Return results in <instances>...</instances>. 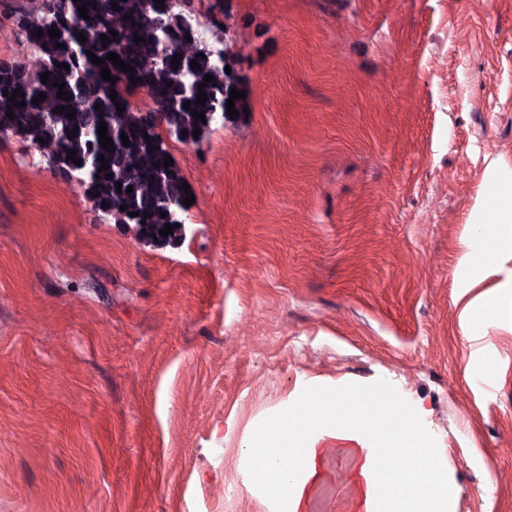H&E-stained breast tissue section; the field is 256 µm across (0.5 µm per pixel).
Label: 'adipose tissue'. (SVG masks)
I'll use <instances>...</instances> for the list:
<instances>
[{
	"mask_svg": "<svg viewBox=\"0 0 512 512\" xmlns=\"http://www.w3.org/2000/svg\"><path fill=\"white\" fill-rule=\"evenodd\" d=\"M486 178L495 191L480 203L464 240V273L470 280L512 261V170L492 169ZM255 446L262 463L256 479L286 485L289 512H305L331 456L350 463L347 512H445L451 494L428 432L412 423L407 407L366 388L295 404L277 430L261 433ZM285 455L293 467L280 466ZM402 457L411 465L399 471L394 462Z\"/></svg>",
	"mask_w": 512,
	"mask_h": 512,
	"instance_id": "1",
	"label": "adipose tissue"
}]
</instances>
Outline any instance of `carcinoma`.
<instances>
[{
	"label": "carcinoma",
	"mask_w": 512,
	"mask_h": 512,
	"mask_svg": "<svg viewBox=\"0 0 512 512\" xmlns=\"http://www.w3.org/2000/svg\"><path fill=\"white\" fill-rule=\"evenodd\" d=\"M114 3L120 10L112 8ZM79 4L86 6L90 19L80 17ZM11 21L30 52L0 60V129L29 142L55 172L63 170L67 177L80 180L101 220L135 225L140 240L150 246L180 244L188 213L182 189L184 177L177 164L164 166L170 151L163 134L198 144L201 138L193 137L194 130L204 134L213 125L229 120L230 88L243 89V77L234 68L236 53L226 40V31L218 27L209 30L212 45L202 40L195 0H163L161 8L154 0H37L33 11L19 12ZM51 28L59 30L60 36L50 37ZM39 29L41 37L36 36ZM114 32L118 36H112ZM80 33L86 37L84 44L78 40ZM103 34L108 41H102ZM136 35L144 41L134 42ZM88 50L105 63H93L86 54ZM110 53L135 68L134 73L114 66L108 60ZM176 55L179 61L174 65ZM192 61L200 69H192ZM60 63L69 69L58 67ZM228 65L229 74L225 72ZM105 67L117 78L115 83L100 76ZM45 72L51 73L46 84L41 81ZM207 74L215 78V83H204ZM131 75L141 82L131 85ZM61 81L68 92L66 101L57 97L59 89L53 86ZM200 84L207 94L203 105L196 102ZM5 90L18 91L15 101H8ZM114 91L118 96L113 101L110 93ZM136 91L152 99L153 111L160 114V120L153 121L148 113L132 108L129 96ZM40 93L45 99L33 103ZM186 101L190 102L187 110ZM21 102L25 106H19ZM96 104L101 109H95ZM119 104L125 107L121 114L117 111ZM57 107L74 111L75 117L69 119L54 112ZM201 112L205 113L203 121L195 118ZM10 113L15 118H8ZM102 121L107 123V136L113 140L112 152L99 144L97 127ZM123 133L129 139L127 146L122 143ZM40 137L45 143L38 141ZM70 150L76 151L81 165L67 159ZM101 154L109 165L102 172L98 160ZM118 182L122 183L119 190ZM129 186L131 193L127 192ZM105 203L109 207L104 209ZM167 223L173 225V233L164 237L160 230Z\"/></svg>",
	"instance_id": "cac0c4a2"
}]
</instances>
